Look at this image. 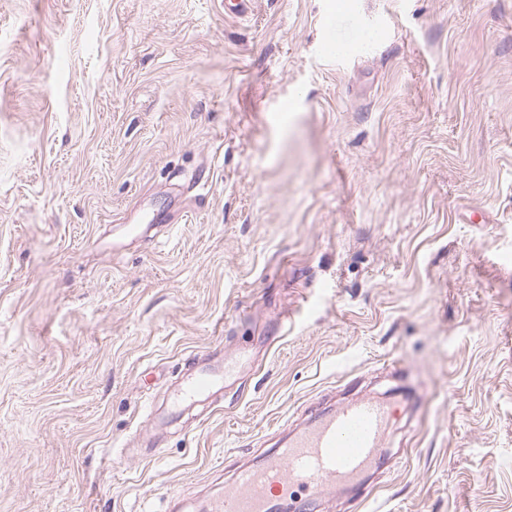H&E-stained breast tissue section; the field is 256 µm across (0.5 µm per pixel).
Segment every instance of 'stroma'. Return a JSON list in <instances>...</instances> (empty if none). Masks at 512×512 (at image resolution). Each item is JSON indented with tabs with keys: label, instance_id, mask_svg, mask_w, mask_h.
Segmentation results:
<instances>
[{
	"label": "stroma",
	"instance_id": "35a3bbf8",
	"mask_svg": "<svg viewBox=\"0 0 512 512\" xmlns=\"http://www.w3.org/2000/svg\"><path fill=\"white\" fill-rule=\"evenodd\" d=\"M346 3L327 60L336 0H0V512H166L355 396L315 512H512V0ZM236 373V367L224 358V351L205 359L192 358L169 389L165 406L156 417V427L166 429L188 408L208 409L213 397L224 390V382Z\"/></svg>",
	"mask_w": 512,
	"mask_h": 512
}]
</instances>
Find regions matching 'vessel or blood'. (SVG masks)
Segmentation results:
<instances>
[{
	"mask_svg": "<svg viewBox=\"0 0 512 512\" xmlns=\"http://www.w3.org/2000/svg\"><path fill=\"white\" fill-rule=\"evenodd\" d=\"M235 372L220 353L191 359L169 390L157 428H167L186 409L209 408ZM395 413L390 404L365 398L320 413L258 464L238 468L220 493L194 508L187 499H171L168 512H306L325 489L360 486L377 464Z\"/></svg>",
	"mask_w": 512,
	"mask_h": 512,
	"instance_id": "b4317fda",
	"label": "vessel or blood"
}]
</instances>
